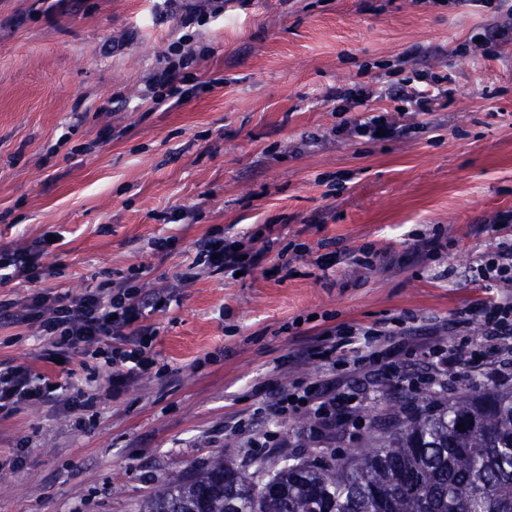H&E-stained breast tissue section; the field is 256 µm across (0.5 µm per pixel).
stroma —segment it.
<instances>
[{
    "mask_svg": "<svg viewBox=\"0 0 512 512\" xmlns=\"http://www.w3.org/2000/svg\"><path fill=\"white\" fill-rule=\"evenodd\" d=\"M486 19L445 0H226L223 18L197 31L210 55L190 68L214 89L161 111L142 90L179 32L157 0H0V248L63 235L51 269L33 283L0 280V301L75 295L130 274L158 288L211 229L263 238L276 224L281 234L251 274L185 283L151 315L167 373L118 393L100 381L89 429L51 406L0 416V512H139L169 478L215 458L259 479L369 442L367 410L393 426L396 412L417 415V393L512 387L461 366L452 390L410 388L418 341L397 336L399 367L358 371L328 439L305 441L313 415L267 408L272 390L356 360L294 362L326 328L449 319L492 296L475 268L496 244L487 224L512 211V41L489 56L460 50ZM417 70L449 75L452 89L421 127L385 141L336 135L346 115L331 89ZM176 211L188 223H171ZM436 233L440 250L414 251ZM157 236L176 237L172 254L153 253ZM291 242L305 252L277 258ZM367 246L388 249L387 261L370 271L336 263ZM298 318L295 337L287 325ZM42 348L36 325H0V363L62 385L80 372L81 354L59 366ZM267 436L286 447L247 444Z\"/></svg>",
    "mask_w": 512,
    "mask_h": 512,
    "instance_id": "35a3bbf8",
    "label": "stroma"
}]
</instances>
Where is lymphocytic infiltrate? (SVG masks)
<instances>
[{
    "mask_svg": "<svg viewBox=\"0 0 512 512\" xmlns=\"http://www.w3.org/2000/svg\"><path fill=\"white\" fill-rule=\"evenodd\" d=\"M165 14L179 18L183 33L171 41L164 51L160 65L145 84L144 99L160 109L181 103L196 95L199 82L192 79L189 69L204 58L206 47L196 45L193 26H204L224 13V0H162ZM442 77L431 76L426 85L398 84L393 95L398 105L394 111L369 113L370 101L380 93L369 85L348 84L331 90L328 98L341 102L344 109L365 108V115L339 126L338 134L349 138L392 139L406 134V117L434 111L436 104L447 97ZM498 244L483 257L478 279L485 287L496 289L495 297L469 307L454 324L439 320L426 328L414 321H397L380 327H361L343 323L327 329L322 340V352L336 354L346 350L359 353L361 361H375L384 342L391 336L425 335L428 358L425 370L429 381L445 384L461 356H468L472 368L491 365L512 368V211L498 214L488 227ZM272 250L271 243L257 245L256 238L243 234L225 237L223 231H209L196 246V254L181 272L176 282L168 286L143 291L133 278L121 276L108 287L87 288L81 293L48 294L42 291L31 295L21 310L0 303V323L36 325L45 340L42 357L50 363L65 359L71 352H82L85 373L73 393L64 394L52 389L48 379L36 375L26 366L0 368V414L10 415L31 406L51 404L75 418L76 427H83L84 414L94 408L93 392L101 372H108L114 386L123 387L155 367L153 352L158 329L149 321L159 308L169 307L175 300L180 284L213 273L235 275L262 266ZM52 254L48 236L42 235L17 249L0 250V271L12 276L37 280ZM478 324L481 341L472 347L468 337L471 324ZM459 335L456 346H445L442 333ZM334 380L308 386L300 384L272 392L271 406L279 414L297 416L300 411L313 413L322 429L333 427L336 406Z\"/></svg>",
    "mask_w": 512,
    "mask_h": 512,
    "instance_id": "obj_1",
    "label": "lymphocytic infiltrate"
}]
</instances>
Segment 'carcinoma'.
Here are the masks:
<instances>
[{
  "label": "carcinoma",
  "mask_w": 512,
  "mask_h": 512,
  "mask_svg": "<svg viewBox=\"0 0 512 512\" xmlns=\"http://www.w3.org/2000/svg\"><path fill=\"white\" fill-rule=\"evenodd\" d=\"M333 462L263 483L222 459L176 475L140 512H512V388L476 387Z\"/></svg>",
  "instance_id": "carcinoma-1"
}]
</instances>
